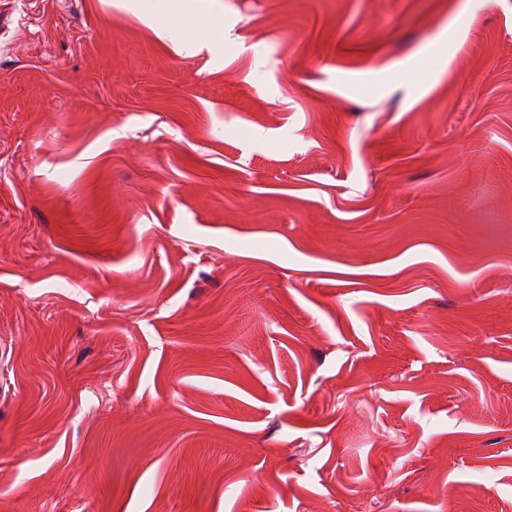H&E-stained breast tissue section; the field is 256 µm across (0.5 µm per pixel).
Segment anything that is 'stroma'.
<instances>
[{
  "instance_id": "35a3bbf8",
  "label": "stroma",
  "mask_w": 512,
  "mask_h": 512,
  "mask_svg": "<svg viewBox=\"0 0 512 512\" xmlns=\"http://www.w3.org/2000/svg\"><path fill=\"white\" fill-rule=\"evenodd\" d=\"M187 2L0 0V512H504L512 0Z\"/></svg>"
}]
</instances>
